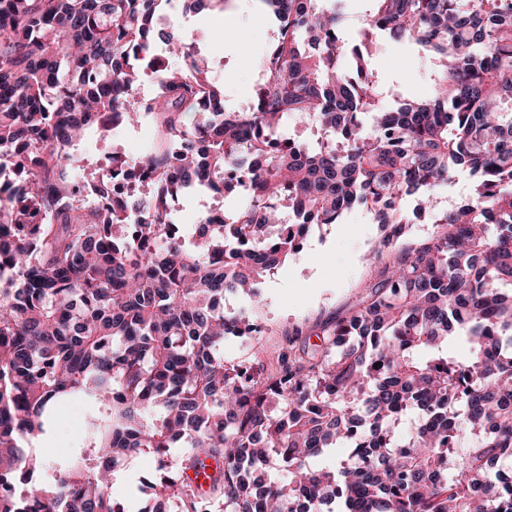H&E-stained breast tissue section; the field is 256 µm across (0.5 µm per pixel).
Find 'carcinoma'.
Instances as JSON below:
<instances>
[{
    "label": "carcinoma",
    "mask_w": 512,
    "mask_h": 512,
    "mask_svg": "<svg viewBox=\"0 0 512 512\" xmlns=\"http://www.w3.org/2000/svg\"><path fill=\"white\" fill-rule=\"evenodd\" d=\"M170 2L0 0V165L13 179L0 196V512H128L113 473L170 448L187 450L186 471L215 462L220 512H512V0H370L357 44L344 0H260L274 29L243 112L159 25ZM181 2L199 14L224 0ZM376 32L430 53V100L386 104ZM143 75L158 90L140 104ZM143 114L157 139L132 162L112 157V174L157 182L119 192L76 151L87 130ZM295 116L316 117L317 149L279 137ZM460 175L471 194L415 235L406 199L434 209ZM219 187L248 202L221 224L199 215L186 240L172 202ZM282 198L290 223L271 221ZM356 205L383 232L364 295L293 327L267 364L224 361V337L253 322L224 296L258 301L311 226ZM72 397L86 405L77 462L25 485L44 467L33 443L52 407ZM340 442L347 460L312 463ZM273 459L288 481L261 478ZM149 489L139 512L206 500L187 476Z\"/></svg>",
    "instance_id": "1"
}]
</instances>
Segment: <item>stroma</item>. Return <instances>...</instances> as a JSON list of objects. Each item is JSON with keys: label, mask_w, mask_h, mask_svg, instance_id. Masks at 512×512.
I'll return each mask as SVG.
<instances>
[{"label": "stroma", "mask_w": 512, "mask_h": 512, "mask_svg": "<svg viewBox=\"0 0 512 512\" xmlns=\"http://www.w3.org/2000/svg\"><path fill=\"white\" fill-rule=\"evenodd\" d=\"M163 15L179 28L185 41L215 65L224 84V106L236 112L248 108L259 74V60L270 43L271 32L263 8L254 0H224L223 5L199 15L184 14L178 0L164 7ZM374 60L380 75L405 97H428L433 92L429 64L421 46L395 41L385 33L374 34ZM380 230L360 207L346 211L339 223L313 227L303 248L262 285L264 303L254 311L263 323L262 342L244 336L224 339V359L252 365L280 346L288 328L313 326L342 314L356 304L370 278L365 257L377 248ZM83 408L73 402L58 409L51 429L38 441L40 456L57 465L82 447ZM184 449H171L166 461L140 453L117 471L112 480L115 499L143 508L148 500L146 479L160 468L178 470Z\"/></svg>", "instance_id": "obj_1"}]
</instances>
